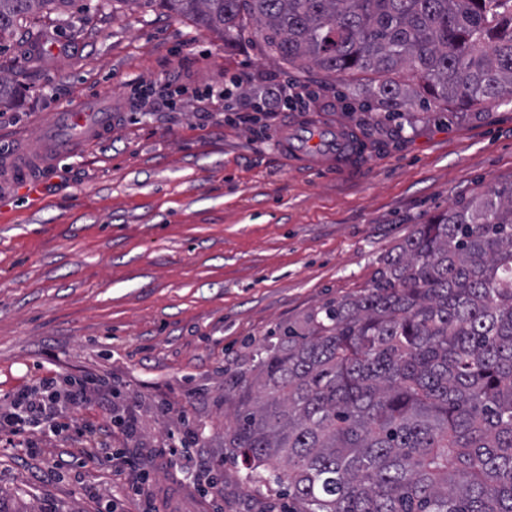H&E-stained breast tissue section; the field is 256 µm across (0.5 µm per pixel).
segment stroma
Masks as SVG:
<instances>
[{
    "label": "stroma",
    "mask_w": 512,
    "mask_h": 512,
    "mask_svg": "<svg viewBox=\"0 0 512 512\" xmlns=\"http://www.w3.org/2000/svg\"><path fill=\"white\" fill-rule=\"evenodd\" d=\"M28 19L0 109V396L53 374L69 408L61 435L0 447L15 512H291L285 487L247 481L224 446V395L257 348L313 310L363 292L417 225L512 183V102L467 109L405 97L393 117L372 75L327 78L275 61L252 31L215 33L140 0ZM238 81L230 110L205 95ZM309 93L305 109L253 112L254 84ZM112 98V133L40 161L38 200L9 171L40 145L47 115ZM298 125L357 134L347 173L293 169L279 135ZM111 397L104 418L101 398ZM148 476L151 500L132 494Z\"/></svg>",
    "instance_id": "stroma-1"
}]
</instances>
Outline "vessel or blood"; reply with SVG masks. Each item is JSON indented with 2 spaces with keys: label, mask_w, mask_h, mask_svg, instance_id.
<instances>
[{
  "label": "vessel or blood",
  "mask_w": 512,
  "mask_h": 512,
  "mask_svg": "<svg viewBox=\"0 0 512 512\" xmlns=\"http://www.w3.org/2000/svg\"><path fill=\"white\" fill-rule=\"evenodd\" d=\"M81 127L88 138L106 135L112 127L111 101H90L84 108L57 113L42 130V143L51 155L62 158L77 144L73 127ZM282 151L290 164L307 165L325 161L339 171L348 170L361 155L359 144L341 129L328 128L323 134L309 135L292 128L281 139Z\"/></svg>",
  "instance_id": "b4317fda"
}]
</instances>
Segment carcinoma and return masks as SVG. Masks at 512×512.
<instances>
[{
	"label": "carcinoma",
	"instance_id": "obj_1",
	"mask_svg": "<svg viewBox=\"0 0 512 512\" xmlns=\"http://www.w3.org/2000/svg\"><path fill=\"white\" fill-rule=\"evenodd\" d=\"M326 77L370 73L389 107L422 93L512 98V0H145ZM0 0L5 36L38 9ZM224 428L250 478L296 512H512V184L432 217L369 289L260 347Z\"/></svg>",
	"mask_w": 512,
	"mask_h": 512
}]
</instances>
